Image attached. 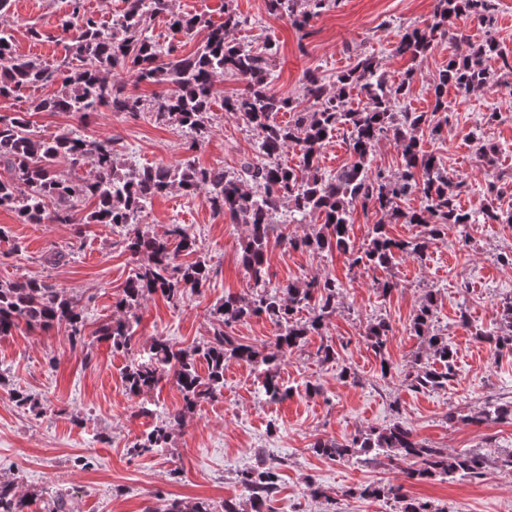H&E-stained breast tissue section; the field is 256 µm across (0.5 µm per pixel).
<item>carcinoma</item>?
<instances>
[{
  "mask_svg": "<svg viewBox=\"0 0 512 512\" xmlns=\"http://www.w3.org/2000/svg\"><path fill=\"white\" fill-rule=\"evenodd\" d=\"M68 10L58 19L61 33L70 36V58L59 64L17 54L14 26L10 20L12 0H0V102L22 97L28 90L53 86L55 90L30 103V112H67L81 117L103 108L138 116L149 109L155 120L178 127L192 135L190 148L203 144L213 133L208 113L218 93L217 83L226 75L237 78L243 88L224 97V111L237 114L257 132L256 155L241 162L232 173L219 166L203 167L191 159L175 166H126L112 137L90 140L78 130L44 136L36 130L29 112L0 113V164L10 168L13 177L0 180V208L14 212L22 224H72L80 203L92 200L94 208L85 215L86 224H112L126 230L125 249L137 261V270L123 289L117 303L124 316L103 322L97 337L112 342L117 352H129L137 316L135 309L153 294L177 303L186 289L203 288L210 281L211 266L204 258L179 263L177 257L195 252L196 240L184 224H172L162 236L143 232L138 217L152 200L172 189L187 195L207 190L214 214L233 224H244L247 234L239 245L243 268L251 292L245 296L228 294L211 312L212 335L204 343L179 348L168 338L154 339L149 355L131 361L123 372L126 390L141 395L162 380H173L183 405L146 431L131 451L142 454L164 448L171 436V423L203 401L224 392V361L233 358L261 368L263 390L270 402L288 397L281 382L278 362L300 352L307 337L320 336L326 321L336 312L342 284L332 275L309 281H291L270 287L267 281V255L271 242L306 252L336 249L348 255L349 268H389L403 256L423 259L435 241L448 235V227L474 223L472 215L457 205L463 182H453L439 157L424 148V137L439 140L448 131V86L457 92L485 87L493 72H512V51L491 34L496 22L495 0H435L432 22L424 29H407L394 45V53L413 62L423 59L439 44L466 40L464 19L473 17L486 29V38L468 44L462 53H452L433 79V109L430 112H402L397 102L407 95L411 78L389 81L375 57L355 58L353 65L336 74L328 84L308 70L300 98L284 97L272 88L271 62L278 54L276 41L268 39L257 49L229 38L240 28L242 18L230 3H224V23L214 25L204 13H176L172 0H124L123 11L107 28L85 10L84 0H67ZM267 12L286 17L303 30L310 21L331 5V0H265ZM164 16L169 28L187 36L200 31L206 37L189 56L175 55V49L160 44L151 34L152 20ZM121 71L131 73L136 82L168 86V91L147 105L146 99L128 89L117 78ZM364 96V105L354 109L349 100L353 91ZM288 113V121L275 117ZM346 131V145L352 161L334 174L319 168L324 146ZM383 139L393 140L401 151L402 166L395 174L373 170L370 156ZM299 161L290 165L282 160L288 149ZM68 172L58 169L59 161ZM91 163L86 176L76 171ZM415 195L420 207L403 211L399 201ZM289 206L290 222L304 224L317 220L321 227L304 236L274 233L275 216ZM372 213L369 244L355 248L350 231L356 207ZM423 227L412 241L389 235L387 225L398 222ZM485 224H512V212L489 204L483 211ZM436 298L428 291L413 318L411 328L426 337L430 359L441 369L413 362L405 374L415 390L448 384L455 376V359L448 338L431 331ZM308 316H302V313ZM265 317L278 327L274 352L267 353L232 336L233 324ZM502 320L509 327L503 334L480 332L477 338L494 345L499 352L512 354V296L502 299ZM25 324L28 329L49 331L64 325L73 348L88 347L84 333L83 309L79 300L39 279L0 282V336ZM392 327L384 320L368 326L364 339L381 357V372ZM205 365L207 373L198 371ZM512 420V405L488 407L483 420ZM397 452L411 461L409 478L435 476L480 478L486 461L477 453L450 455L413 437L412 431L396 421L380 429L355 435L351 440H318L313 451L341 461L353 449ZM239 483L251 500L252 512H270L278 492V473L272 466L246 468L238 474ZM361 495L395 503L396 512H438L428 502L410 498L403 486H368ZM30 503L20 498L14 486L0 482V512H25ZM147 512H210L202 505H187L178 499L155 497Z\"/></svg>",
  "mask_w": 512,
  "mask_h": 512,
  "instance_id": "obj_1",
  "label": "carcinoma"
}]
</instances>
